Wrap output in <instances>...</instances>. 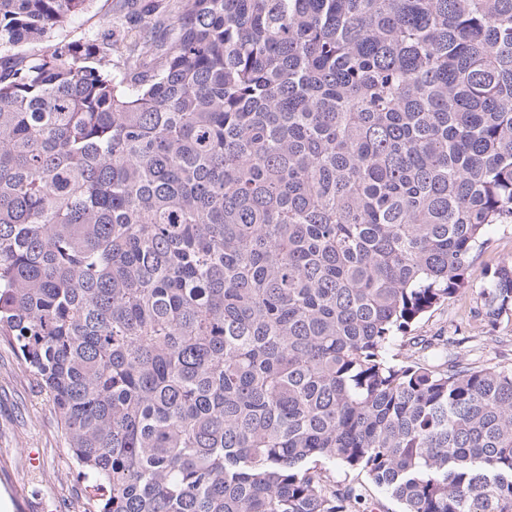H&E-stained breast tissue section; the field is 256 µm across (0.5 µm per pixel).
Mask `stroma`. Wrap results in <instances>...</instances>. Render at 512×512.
<instances>
[{
	"mask_svg": "<svg viewBox=\"0 0 512 512\" xmlns=\"http://www.w3.org/2000/svg\"><path fill=\"white\" fill-rule=\"evenodd\" d=\"M167 0H90L86 8L53 33L57 41H84L110 27L134 24L163 9ZM488 246L469 269V289L419 321L414 335L460 331L462 357L484 365L512 367V332H492L471 317L470 302L495 269L512 261V224H498ZM334 479L361 490L364 512H401L400 504L364 476L330 465ZM89 490L77 475L53 408L35 377L9 342L0 339V503L7 512H85Z\"/></svg>",
	"mask_w": 512,
	"mask_h": 512,
	"instance_id": "35a3bbf8",
	"label": "stroma"
}]
</instances>
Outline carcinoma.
<instances>
[{
  "mask_svg": "<svg viewBox=\"0 0 512 512\" xmlns=\"http://www.w3.org/2000/svg\"><path fill=\"white\" fill-rule=\"evenodd\" d=\"M0 0V337L88 512H512V367L400 334L512 224V0ZM45 42L29 55L15 50ZM470 314L512 331V263ZM168 0H92L86 8L52 34V41H84L113 26L118 29L136 23L137 16L154 10L160 15ZM156 7V8H155ZM116 27V28H115ZM324 466L330 471L334 480L344 484H353L361 490L364 501L360 505V510H367L366 512H400L402 510L396 500L384 490L373 485L364 476H357L337 463H326Z\"/></svg>",
  "mask_w": 512,
  "mask_h": 512,
  "instance_id": "obj_1",
  "label": "carcinoma"
}]
</instances>
